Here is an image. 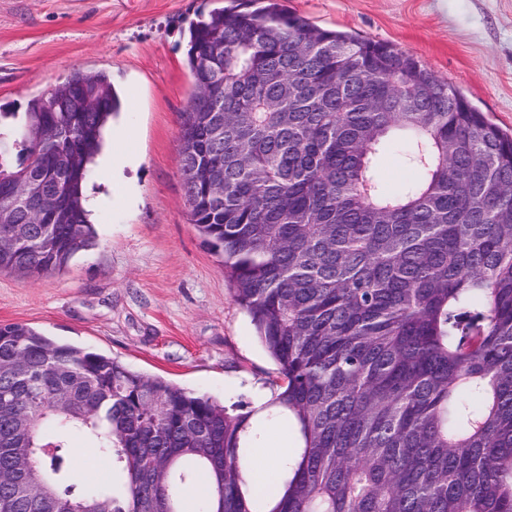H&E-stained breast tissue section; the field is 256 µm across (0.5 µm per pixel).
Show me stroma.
<instances>
[{"label": "stroma", "instance_id": "35a3bbf8", "mask_svg": "<svg viewBox=\"0 0 512 512\" xmlns=\"http://www.w3.org/2000/svg\"><path fill=\"white\" fill-rule=\"evenodd\" d=\"M223 0H0V113L73 69L107 73L121 100L84 185L94 245L60 273H0V323L98 351L246 410L276 369L191 223L179 114L193 83L188 27ZM329 30L388 42L445 77L512 132V0H285ZM399 192L417 173L401 146L375 165Z\"/></svg>", "mask_w": 512, "mask_h": 512}]
</instances>
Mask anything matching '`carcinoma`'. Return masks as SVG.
Masks as SVG:
<instances>
[{"mask_svg": "<svg viewBox=\"0 0 512 512\" xmlns=\"http://www.w3.org/2000/svg\"><path fill=\"white\" fill-rule=\"evenodd\" d=\"M194 92L180 113L191 221L276 364L260 407L144 375L23 323H0V512H46L4 474L25 447L78 512H512V135L391 44L329 31L280 0H229L189 24ZM0 126V273L64 269L93 246L83 186L121 106L109 76L72 70ZM394 139L421 173L388 195ZM222 173L213 185L208 170ZM57 189L65 220L21 193ZM296 440L261 489L264 425ZM84 434L122 481L78 483Z\"/></svg>", "mask_w": 512, "mask_h": 512, "instance_id": "cac0c4a2", "label": "carcinoma"}]
</instances>
